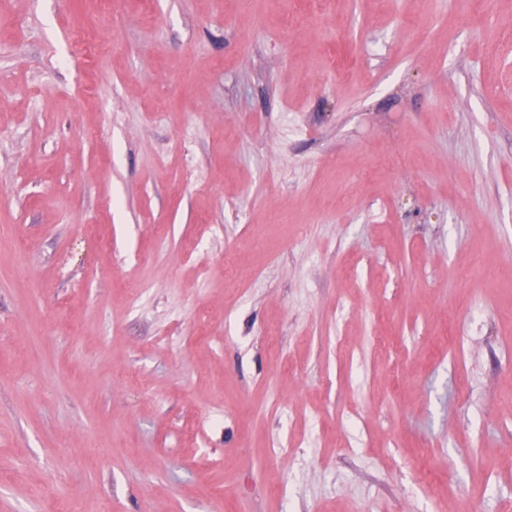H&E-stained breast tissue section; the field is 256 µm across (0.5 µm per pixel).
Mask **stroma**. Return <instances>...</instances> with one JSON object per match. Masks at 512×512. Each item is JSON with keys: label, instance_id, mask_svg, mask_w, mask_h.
<instances>
[{"label": "stroma", "instance_id": "stroma-1", "mask_svg": "<svg viewBox=\"0 0 512 512\" xmlns=\"http://www.w3.org/2000/svg\"><path fill=\"white\" fill-rule=\"evenodd\" d=\"M1 224L0 512L512 502V0H0Z\"/></svg>", "mask_w": 512, "mask_h": 512}]
</instances>
